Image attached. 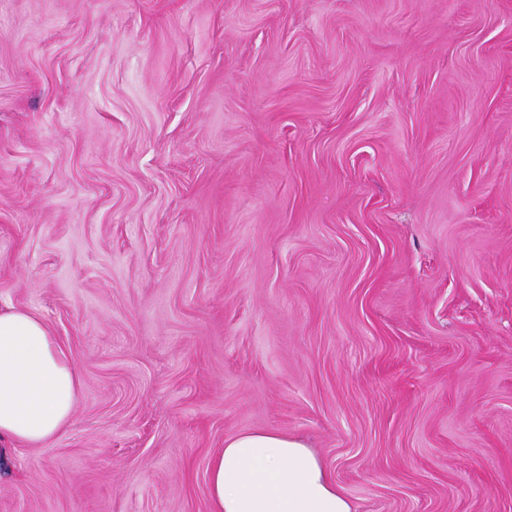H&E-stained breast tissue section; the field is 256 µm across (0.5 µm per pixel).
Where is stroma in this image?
Segmentation results:
<instances>
[{"instance_id":"obj_1","label":"stroma","mask_w":512,"mask_h":512,"mask_svg":"<svg viewBox=\"0 0 512 512\" xmlns=\"http://www.w3.org/2000/svg\"><path fill=\"white\" fill-rule=\"evenodd\" d=\"M6 305L82 386L0 512H211L255 429L512 512V0H0Z\"/></svg>"}]
</instances>
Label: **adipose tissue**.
Returning <instances> with one entry per match:
<instances>
[{
  "label": "adipose tissue",
  "instance_id": "adipose-tissue-1",
  "mask_svg": "<svg viewBox=\"0 0 512 512\" xmlns=\"http://www.w3.org/2000/svg\"><path fill=\"white\" fill-rule=\"evenodd\" d=\"M80 378L45 323L0 309V439L29 446L68 425ZM211 512H353L326 465L299 438L252 430L227 439L207 469Z\"/></svg>",
  "mask_w": 512,
  "mask_h": 512
}]
</instances>
